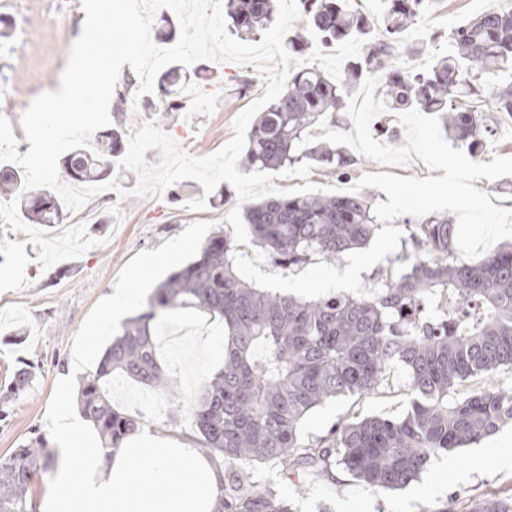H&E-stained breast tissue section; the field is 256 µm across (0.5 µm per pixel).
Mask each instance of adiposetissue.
<instances>
[{"label":"adipose tissue","mask_w":512,"mask_h":512,"mask_svg":"<svg viewBox=\"0 0 512 512\" xmlns=\"http://www.w3.org/2000/svg\"><path fill=\"white\" fill-rule=\"evenodd\" d=\"M56 439L66 465L49 488L47 512H216L220 475L195 447L145 428L108 458L81 427L65 421Z\"/></svg>","instance_id":"1"}]
</instances>
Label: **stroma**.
I'll return each mask as SVG.
<instances>
[{"instance_id":"1","label":"stroma","mask_w":512,"mask_h":512,"mask_svg":"<svg viewBox=\"0 0 512 512\" xmlns=\"http://www.w3.org/2000/svg\"><path fill=\"white\" fill-rule=\"evenodd\" d=\"M489 3L441 0L409 38L414 41L438 33L434 49L447 52L448 32L481 13ZM84 17L82 0H0V18L8 22L10 32L9 37L0 38V116L10 121L19 154L30 149L20 124L24 104L59 89ZM209 69L210 80L189 81L181 111L160 118L152 112L137 111L134 101L138 92L133 89L126 112L112 115V123L120 124L123 133L130 135L134 132L131 118L142 123L153 120L191 156L213 154L232 138L234 119L263 96L266 84L250 65L213 62ZM241 77L253 80L244 94L238 90ZM381 170V165L361 156L348 174L330 177L314 167L304 180L342 195L364 174ZM304 180L284 176L274 184L286 189ZM189 187V193L176 199L166 193L153 198H122L107 191L98 194L85 210L89 215L87 231L101 239V246L46 269L40 265L38 247L28 243L26 234L0 221V242L24 243L29 258L26 285L0 293V387L9 384L13 371L24 363L37 365L30 387L13 397L6 417L0 419V456L24 444L32 434L51 439L52 425L58 418L80 421V386L95 370L112 339L111 334L98 331L100 311L125 287L129 273H136L142 295L131 308L136 314L144 310L145 299L157 282L183 267L214 232L232 236L233 228L225 217L238 204L235 189H228L226 203L206 198V208L194 211L188 203L202 197L203 188L195 181ZM184 240L188 248L177 259H170L172 247ZM239 250L243 256L240 272L257 287L286 289L315 298L334 288L346 293L372 289L389 258L399 254L411 258L422 248L411 239L408 225L397 218L380 224L364 251L347 253L331 264L315 261L294 272L277 266L256 245L243 244ZM364 254L370 255V264L356 279L343 280L344 271ZM215 330V323L200 314L189 318L179 312L168 318L158 344L160 361L176 376L180 398L164 415H157L146 405L144 388L130 381L113 383V402L141 415L158 434L180 437V427L186 424L199 390L189 374L190 365H197L206 378L222 365V353L203 346L206 336ZM406 384V374L399 369L390 388L359 399L327 401L305 418L303 440L322 437L332 424L353 414L401 415L408 406ZM505 435L512 438V422L473 447L434 460L417 481L399 490L357 482L341 468L333 469L330 476L310 479L299 488L283 477L278 464L258 465L257 474L280 497L292 501L297 512H471L481 500L512 498V442L501 444Z\"/></svg>"}]
</instances>
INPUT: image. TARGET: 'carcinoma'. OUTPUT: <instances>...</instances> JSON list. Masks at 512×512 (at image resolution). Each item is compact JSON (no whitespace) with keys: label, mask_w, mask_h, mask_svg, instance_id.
Here are the masks:
<instances>
[{"label":"carcinoma","mask_w":512,"mask_h":512,"mask_svg":"<svg viewBox=\"0 0 512 512\" xmlns=\"http://www.w3.org/2000/svg\"><path fill=\"white\" fill-rule=\"evenodd\" d=\"M301 17L284 45L291 56L315 46L364 40L359 57L335 80L312 66L290 72L247 136L243 165L278 171L308 161L334 175L355 163L340 147L315 141L320 120L334 126L346 99L367 76L380 79L379 98L389 112L415 108L436 115L448 138L475 159L484 131L498 112L512 115V9L491 6L448 33V52L425 66L394 65L401 38L435 8L437 0H382L379 16L349 0H299ZM235 35L251 40L274 21L273 0H225ZM385 33L371 38L374 30ZM181 68L162 74L145 105L151 112L184 107ZM115 127L93 150L76 149L62 163L63 180L93 182L112 175L124 153ZM24 173L0 168V198H19L33 224H58V197L44 188L21 192ZM253 243L275 262L297 268L332 263L366 245L378 229L366 193L270 196L241 205ZM413 224L423 246L410 271H389L374 289L326 294L314 300L264 291L239 272L238 250L219 231L192 260L171 272L149 296L146 309L127 318L105 349L79 395L82 418L103 447L119 448L142 425L112 404L116 376L132 379L169 401L179 398L176 378L162 366L155 345L168 315L194 309L227 332L223 367L206 379L181 429L222 472L217 512H292L290 503L260 482L243 463L276 462L299 485L340 466L355 480L398 490L420 478L437 458L469 448L512 421V388L470 387L512 368V250L478 263L454 256L456 225L446 215ZM397 365L407 373L409 403L398 417L352 416L305 443V416L328 400L363 397L390 383ZM32 366L18 369L0 400L24 392ZM58 457L36 435L0 457V512H37L32 486L54 470ZM471 512H512V498L486 499Z\"/></svg>","instance_id":"obj_1"}]
</instances>
